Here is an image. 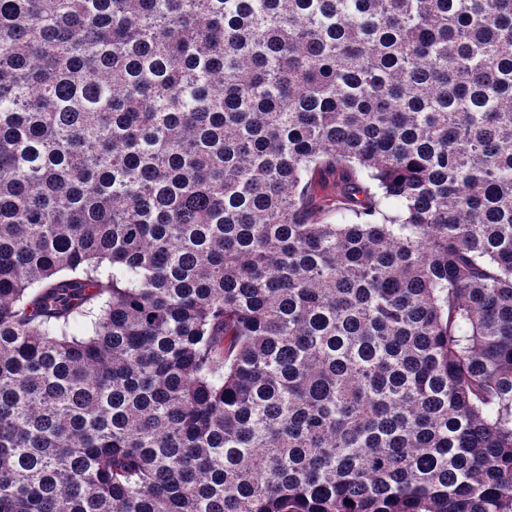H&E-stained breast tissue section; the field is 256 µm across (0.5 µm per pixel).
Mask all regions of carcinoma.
Instances as JSON below:
<instances>
[{
    "label": "carcinoma",
    "mask_w": 512,
    "mask_h": 512,
    "mask_svg": "<svg viewBox=\"0 0 512 512\" xmlns=\"http://www.w3.org/2000/svg\"><path fill=\"white\" fill-rule=\"evenodd\" d=\"M0 512H512V0H0Z\"/></svg>",
    "instance_id": "cac0c4a2"
}]
</instances>
